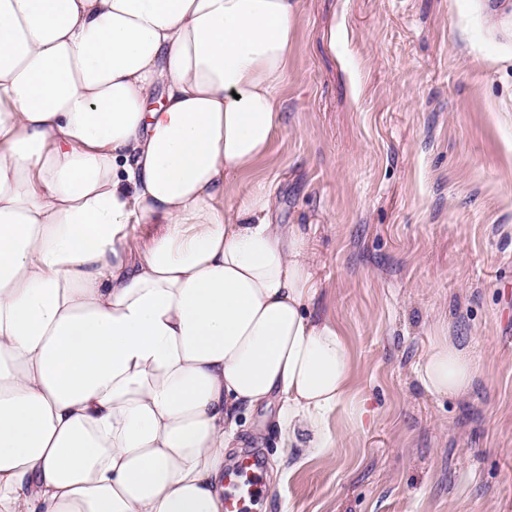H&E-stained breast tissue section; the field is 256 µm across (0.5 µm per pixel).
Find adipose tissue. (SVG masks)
<instances>
[{
	"label": "adipose tissue",
	"mask_w": 512,
	"mask_h": 512,
	"mask_svg": "<svg viewBox=\"0 0 512 512\" xmlns=\"http://www.w3.org/2000/svg\"><path fill=\"white\" fill-rule=\"evenodd\" d=\"M300 0H0V512H224L240 421L331 456L352 362L309 233L235 183ZM154 225L139 250L134 227ZM477 360L439 337L425 389Z\"/></svg>",
	"instance_id": "adipose-tissue-1"
}]
</instances>
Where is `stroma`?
I'll return each mask as SVG.
<instances>
[{
  "instance_id": "1",
  "label": "stroma",
  "mask_w": 512,
  "mask_h": 512,
  "mask_svg": "<svg viewBox=\"0 0 512 512\" xmlns=\"http://www.w3.org/2000/svg\"><path fill=\"white\" fill-rule=\"evenodd\" d=\"M286 123L239 192L275 184L307 230L319 311L371 410L333 459L275 434L247 512H512V0H300ZM452 336L480 365L440 398L419 371Z\"/></svg>"
}]
</instances>
